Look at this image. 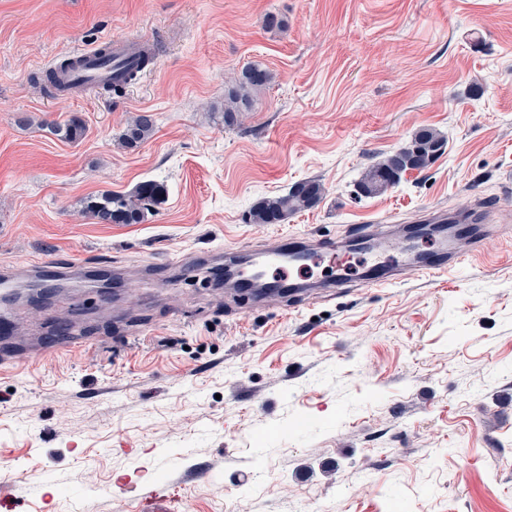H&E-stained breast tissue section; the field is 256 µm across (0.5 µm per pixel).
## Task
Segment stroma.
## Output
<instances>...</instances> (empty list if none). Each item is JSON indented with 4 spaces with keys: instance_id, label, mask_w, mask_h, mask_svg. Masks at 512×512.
I'll list each match as a JSON object with an SVG mask.
<instances>
[{
    "instance_id": "35a3bbf8",
    "label": "stroma",
    "mask_w": 512,
    "mask_h": 512,
    "mask_svg": "<svg viewBox=\"0 0 512 512\" xmlns=\"http://www.w3.org/2000/svg\"><path fill=\"white\" fill-rule=\"evenodd\" d=\"M287 27L268 31L266 14ZM113 35L157 47L125 90L73 100L36 79ZM273 79L240 125L224 94ZM148 111L136 150L119 132ZM30 124H18L20 116ZM87 126L69 143L51 126ZM445 153L387 192L355 185L420 128ZM320 181L321 202L253 224L261 198ZM145 181L165 194L140 224L82 208ZM512 201V0H0V267L47 256L81 289L5 308L20 346L67 319L77 353L0 365V512H512V223L439 278L323 285L258 302L208 284L201 256L282 234L344 244L390 224L387 256L429 208ZM197 265L196 278L174 267ZM104 484L87 492L89 480ZM271 81L270 73L258 66L243 69L235 84L224 95V125H238L242 112H249L253 92L262 90Z\"/></svg>"
}]
</instances>
